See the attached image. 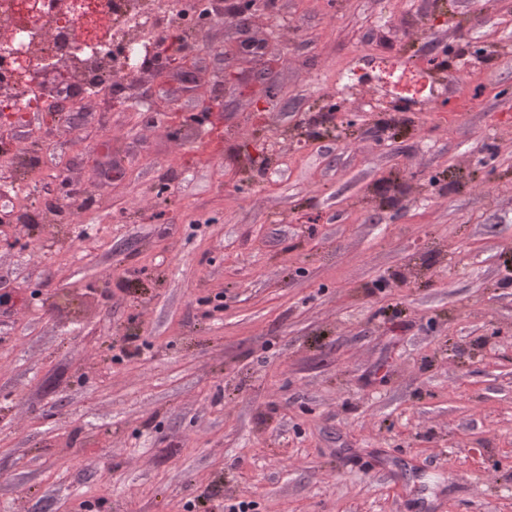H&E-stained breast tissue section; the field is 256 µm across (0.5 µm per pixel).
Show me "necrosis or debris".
Listing matches in <instances>:
<instances>
[{
    "instance_id": "obj_1",
    "label": "necrosis or debris",
    "mask_w": 512,
    "mask_h": 512,
    "mask_svg": "<svg viewBox=\"0 0 512 512\" xmlns=\"http://www.w3.org/2000/svg\"><path fill=\"white\" fill-rule=\"evenodd\" d=\"M221 17L212 0H0V118L77 110L91 99L111 108L113 75L150 70L148 48L171 26L198 35ZM367 85L439 104L427 67L393 56L336 75L342 99Z\"/></svg>"
}]
</instances>
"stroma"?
<instances>
[{"label":"stroma","mask_w":512,"mask_h":512,"mask_svg":"<svg viewBox=\"0 0 512 512\" xmlns=\"http://www.w3.org/2000/svg\"><path fill=\"white\" fill-rule=\"evenodd\" d=\"M221 2L191 84L123 80L157 119L12 120L88 191L0 192V512H512V0ZM433 48L449 111L320 124L358 55Z\"/></svg>","instance_id":"stroma-1"}]
</instances>
